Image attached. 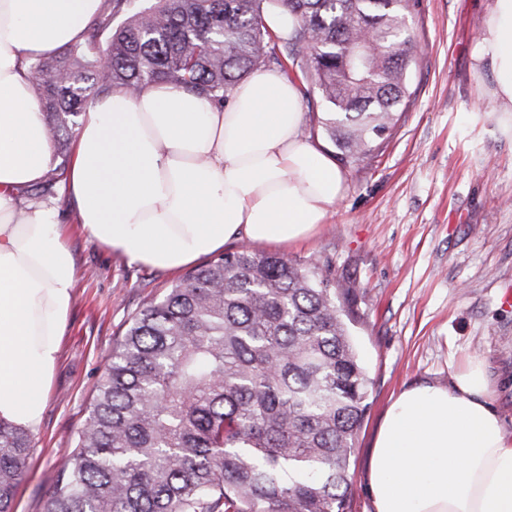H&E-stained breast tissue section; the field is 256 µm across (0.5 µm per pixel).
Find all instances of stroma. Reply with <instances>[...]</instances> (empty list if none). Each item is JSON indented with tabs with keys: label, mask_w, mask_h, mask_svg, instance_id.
Masks as SVG:
<instances>
[{
	"label": "stroma",
	"mask_w": 512,
	"mask_h": 512,
	"mask_svg": "<svg viewBox=\"0 0 512 512\" xmlns=\"http://www.w3.org/2000/svg\"><path fill=\"white\" fill-rule=\"evenodd\" d=\"M490 3L421 0L416 98L384 154L344 169L346 194L312 238L274 248L293 260L330 258L361 296L354 339L371 385L351 457L352 512H372L369 450L403 388L448 385L467 360H481L512 430V115L492 110L491 73L476 60ZM58 204L76 285L15 512H41L117 337L180 279L88 241L73 203Z\"/></svg>",
	"instance_id": "1"
}]
</instances>
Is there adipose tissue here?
<instances>
[{
    "label": "adipose tissue",
    "instance_id": "adipose-tissue-1",
    "mask_svg": "<svg viewBox=\"0 0 512 512\" xmlns=\"http://www.w3.org/2000/svg\"><path fill=\"white\" fill-rule=\"evenodd\" d=\"M99 0H0V420L37 431L73 301L75 262L60 208L32 200L53 157L25 63L80 40ZM478 62L512 112V0H493ZM296 84L260 70L224 106L158 82L82 118L64 183L88 239L128 262L178 271L222 252L308 238L345 178L303 131ZM470 360L448 386L401 391L369 460L373 512H512V431Z\"/></svg>",
    "mask_w": 512,
    "mask_h": 512
}]
</instances>
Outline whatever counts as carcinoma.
<instances>
[{
  "label": "carcinoma",
  "instance_id": "cac0c4a2",
  "mask_svg": "<svg viewBox=\"0 0 512 512\" xmlns=\"http://www.w3.org/2000/svg\"><path fill=\"white\" fill-rule=\"evenodd\" d=\"M294 27L283 46L264 6ZM420 0H103L82 40L28 62L66 178L81 117L116 88L165 82L221 104L277 64L325 102L336 159L387 147L412 103ZM359 293L328 259L229 249L146 303L116 339L42 512H351L353 441L370 379L352 328ZM32 438L0 422V512H14Z\"/></svg>",
  "mask_w": 512,
  "mask_h": 512
}]
</instances>
